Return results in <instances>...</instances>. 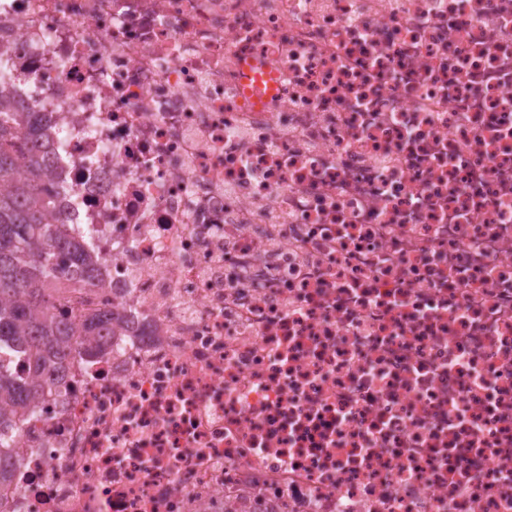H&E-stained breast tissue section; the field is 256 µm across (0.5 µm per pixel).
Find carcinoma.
Here are the masks:
<instances>
[{
  "mask_svg": "<svg viewBox=\"0 0 512 512\" xmlns=\"http://www.w3.org/2000/svg\"><path fill=\"white\" fill-rule=\"evenodd\" d=\"M0 66V433L18 428L53 384L55 363L83 339L112 335L114 317L97 313L80 333L59 311L57 295L73 272L89 286L102 276L67 225L53 220L47 162L49 120L19 106ZM15 456L0 441V483L10 480Z\"/></svg>",
  "mask_w": 512,
  "mask_h": 512,
  "instance_id": "cac0c4a2",
  "label": "carcinoma"
}]
</instances>
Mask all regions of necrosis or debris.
I'll list each match as a JSON object with an SVG mask.
<instances>
[{"label":"necrosis or debris","mask_w":512,"mask_h":512,"mask_svg":"<svg viewBox=\"0 0 512 512\" xmlns=\"http://www.w3.org/2000/svg\"><path fill=\"white\" fill-rule=\"evenodd\" d=\"M0 61L121 318L0 512H512V0H0Z\"/></svg>","instance_id":"4bbe7bcc"}]
</instances>
